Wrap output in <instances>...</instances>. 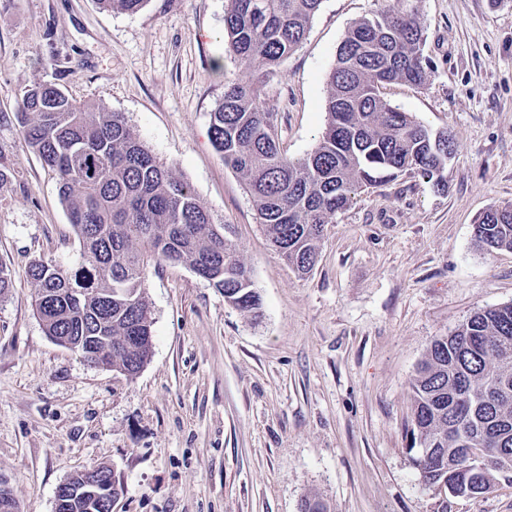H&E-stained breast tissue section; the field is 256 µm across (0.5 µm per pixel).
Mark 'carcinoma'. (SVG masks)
Instances as JSON below:
<instances>
[{
	"instance_id": "cac0c4a2",
	"label": "carcinoma",
	"mask_w": 512,
	"mask_h": 512,
	"mask_svg": "<svg viewBox=\"0 0 512 512\" xmlns=\"http://www.w3.org/2000/svg\"><path fill=\"white\" fill-rule=\"evenodd\" d=\"M102 8L135 13L147 0H97ZM227 45L247 73L277 68L306 36L322 0H228ZM418 0H383L382 8L346 32L330 73L328 123L316 149L285 157L275 113L259 86L233 83L211 113L215 150L244 181L265 233L299 276L315 268L325 226L356 194L418 175L447 184L452 137L433 132L392 106L382 89L421 87L427 80L424 26ZM18 121L25 141L59 176V193L78 238L80 260L71 268L34 261L28 276L34 310L48 336L67 338L72 350L106 353L130 376L148 360L151 314L144 280L150 262L189 267L224 300L247 313L261 299L235 244L216 231L191 186L161 165L127 125L123 114L70 98L54 83L29 89ZM474 244L488 254L512 250V205L483 212ZM512 303L475 312L448 336L434 338L411 384L412 445L442 452L410 456L424 484L460 497L512 485ZM483 448L479 462L462 452ZM456 460L448 466V458ZM95 467L69 477V512H105Z\"/></svg>"
}]
</instances>
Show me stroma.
Instances as JSON below:
<instances>
[{
	"mask_svg": "<svg viewBox=\"0 0 512 512\" xmlns=\"http://www.w3.org/2000/svg\"><path fill=\"white\" fill-rule=\"evenodd\" d=\"M227 0H0V478L19 512H54L60 483L110 467L114 512H512V485L444 497L410 462V383L434 337L512 303V252L473 224L512 203V0H421L430 74L391 84L392 106L451 132L447 186L404 174L327 225L299 278L267 239L242 180L210 138L225 85L244 79L224 40ZM377 0H322L305 39L259 82L282 152L311 153L352 23ZM52 82L123 113L240 251L261 296L252 317L188 267L149 266L152 347L135 376L46 335L27 271L80 246L58 177L28 146L25 92Z\"/></svg>",
	"mask_w": 512,
	"mask_h": 512,
	"instance_id": "35a3bbf8",
	"label": "stroma"
}]
</instances>
